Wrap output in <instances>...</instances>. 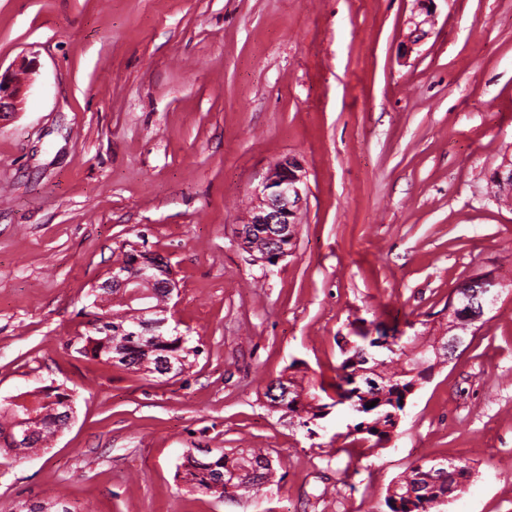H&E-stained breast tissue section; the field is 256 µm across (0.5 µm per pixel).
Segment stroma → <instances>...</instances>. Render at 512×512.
<instances>
[{
  "label": "stroma",
  "instance_id": "obj_1",
  "mask_svg": "<svg viewBox=\"0 0 512 512\" xmlns=\"http://www.w3.org/2000/svg\"><path fill=\"white\" fill-rule=\"evenodd\" d=\"M0 0V69L28 67L0 121V399L50 381L75 417L0 456V512H369L406 467L472 472L444 512H512V287L457 361L418 386L392 440L343 453L334 407L308 437L271 407L280 374L334 378L337 337L442 311L512 276V0ZM305 165L292 254L253 261L237 224L268 169ZM170 266L200 355L174 379L75 352L89 290L124 255ZM191 448H264L284 479L250 499L186 487ZM491 188L494 196L504 199L507 203L512 201V159L504 158L493 174Z\"/></svg>",
  "mask_w": 512,
  "mask_h": 512
}]
</instances>
